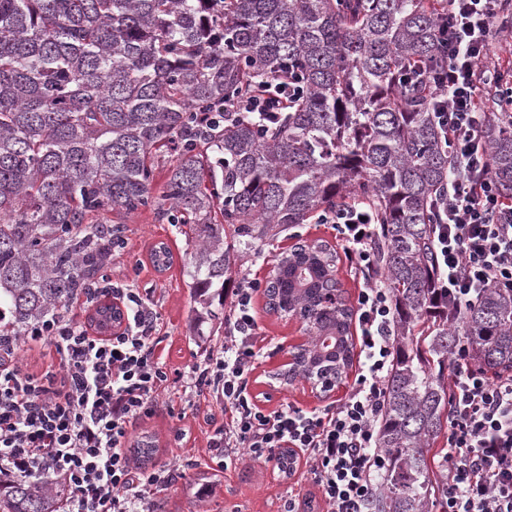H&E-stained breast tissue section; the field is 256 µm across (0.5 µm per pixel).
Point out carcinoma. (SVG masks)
I'll return each instance as SVG.
<instances>
[{
	"label": "carcinoma",
	"mask_w": 512,
	"mask_h": 512,
	"mask_svg": "<svg viewBox=\"0 0 512 512\" xmlns=\"http://www.w3.org/2000/svg\"><path fill=\"white\" fill-rule=\"evenodd\" d=\"M434 0H0V323L20 336L83 297L103 323L122 224L91 216L151 208L194 234V300L224 297L242 258L274 232L352 201L372 210L394 307V364L370 512H434L445 485L428 454L448 428V370L460 341L495 376L512 373V290L491 288L458 322L437 301L427 251L452 161L430 96L403 75L438 54ZM291 68L304 94L278 118L203 119ZM482 130L512 198V105ZM173 154L162 195L159 159ZM233 228L227 239L224 226ZM155 268L173 262L161 244ZM269 310L311 332L294 374L340 382L352 366V310L326 244H296L265 288ZM427 331L418 334L419 324ZM154 445L144 436L141 466ZM48 483H0V512H54Z\"/></svg>",
	"instance_id": "obj_1"
}]
</instances>
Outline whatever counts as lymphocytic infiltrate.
Returning <instances> with one entry per match:
<instances>
[{
    "label": "lymphocytic infiltrate",
    "mask_w": 512,
    "mask_h": 512,
    "mask_svg": "<svg viewBox=\"0 0 512 512\" xmlns=\"http://www.w3.org/2000/svg\"><path fill=\"white\" fill-rule=\"evenodd\" d=\"M495 3L445 0L440 65H415L405 74L434 93L436 121L456 158L429 241L436 292L456 315L489 288H512V199L498 190L481 136L489 111L480 91L495 77L483 66L496 34ZM301 89L300 76L285 70L226 104L224 113L277 116ZM318 221L335 225L363 280L355 311L359 369L344 397L318 412L268 413L254 402L248 391L256 357L253 281L233 291L231 334L222 350L179 379L189 399L222 403L225 421L209 446L223 460L243 451L268 461L275 449L299 450L331 512H369L385 466L377 439L394 362L393 302L374 251L371 210L351 203ZM112 296L127 311L123 331L94 336L69 318L52 317L0 344V479H61L68 490L61 512H154V491L179 476L174 466L141 468L124 450L131 426L152 413V397L169 373L156 353L157 313L134 289L117 286ZM27 344L53 346L58 368L24 369L19 352ZM448 380L447 449L438 461L446 486L441 512H512V376H488L463 345Z\"/></svg>",
    "instance_id": "1"
}]
</instances>
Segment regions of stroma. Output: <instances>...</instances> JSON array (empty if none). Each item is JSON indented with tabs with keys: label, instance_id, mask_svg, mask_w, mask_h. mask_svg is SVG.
<instances>
[{
	"label": "stroma",
	"instance_id": "35a3bbf8",
	"mask_svg": "<svg viewBox=\"0 0 512 512\" xmlns=\"http://www.w3.org/2000/svg\"><path fill=\"white\" fill-rule=\"evenodd\" d=\"M120 221L126 228L128 245L113 257L106 274L114 282L135 288L144 303L157 312L159 355L169 369L187 370L221 348L229 330V308L214 305V318L196 326V304L188 275L191 247L184 226L157 221L149 208L121 216ZM314 242L327 243L336 250L341 247L333 225L313 219L260 243L258 257L249 258L238 275L267 284L283 252L298 243ZM160 243L173 254L172 265L162 272L156 271L149 259L151 248ZM265 304L264 292H255L252 306L257 323L256 358L249 391L257 404L268 412L287 406L311 412L335 404L346 392V383H339L333 392L324 394L300 378L288 385L276 380L286 348L305 330L298 319L268 312ZM155 402L153 413L135 423L129 438L134 441L152 435L156 451L151 468L158 469L172 461L180 465L181 477L155 494L163 504V512H282L291 494L301 500L316 499L317 512H327L305 463H298L292 475L287 476L275 463L246 454L239 455L226 470L212 461L207 436L213 423L224 420L221 405L210 400L189 402L180 383L174 381L156 392Z\"/></svg>",
	"mask_w": 512,
	"mask_h": 512
}]
</instances>
